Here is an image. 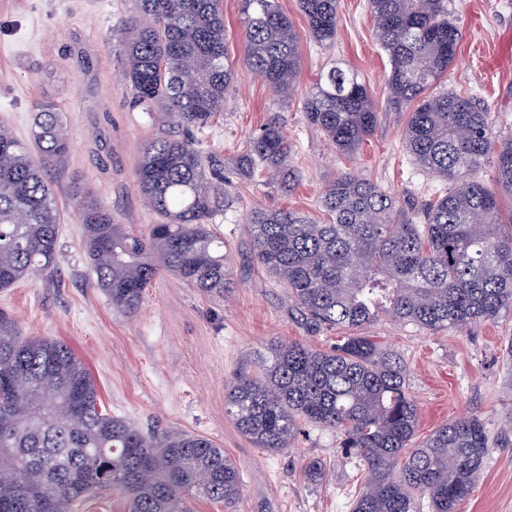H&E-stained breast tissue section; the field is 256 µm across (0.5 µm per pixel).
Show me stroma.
Here are the masks:
<instances>
[{"mask_svg":"<svg viewBox=\"0 0 512 512\" xmlns=\"http://www.w3.org/2000/svg\"><path fill=\"white\" fill-rule=\"evenodd\" d=\"M461 42L443 77L487 107L499 138H512V0H453ZM299 34V94L275 104L270 89L243 64L240 0H223L224 42L236 80L224 110L195 139L224 174L231 204L213 218L224 237L234 291L217 299L176 277H156L139 312L127 316L95 287L76 218L74 180H82L128 231L148 234L158 220L139 193L136 169L156 130L152 115L133 106L121 76V20L133 0H0V124L22 140L32 130V105L56 103L64 113L70 156L48 179L64 222L53 275L0 290V309L13 315L24 335L60 340L82 359L112 414L142 429L156 426L197 434L224 448L236 463L242 495L236 512H350L366 481L360 459L346 456L338 431L303 425L290 448H256L224 412V394L237 375L257 374L274 344L303 342L327 348L345 328L307 335L290 312L288 290L250 259L244 215L253 207L294 209L322 218L326 183L346 172L366 177L399 198L421 206L441 195L442 181L418 166L403 143L407 112L387 105L388 57L367 0H338L333 47L307 32L298 0H280ZM357 70L374 100L378 121L355 158L336 152L306 121L301 96L331 66ZM279 114L301 173L297 188L281 193L245 178L236 158L272 114ZM397 351L418 413V438L444 423L476 414L490 448L460 512H512V310L467 328L429 333L379 318L363 330ZM320 459L326 477L309 483L305 463Z\"/></svg>","mask_w":512,"mask_h":512,"instance_id":"35a3bbf8","label":"stroma"}]
</instances>
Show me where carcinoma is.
I'll return each instance as SVG.
<instances>
[{
  "instance_id": "cac0c4a2",
  "label": "carcinoma",
  "mask_w": 512,
  "mask_h": 512,
  "mask_svg": "<svg viewBox=\"0 0 512 512\" xmlns=\"http://www.w3.org/2000/svg\"><path fill=\"white\" fill-rule=\"evenodd\" d=\"M452 0H368L387 52L388 99L410 112L408 152L452 188L414 222L407 201L346 172L325 187L326 220L297 210H250L244 219L252 258L288 288L291 314L310 336L361 329L381 316L431 333L462 329L512 308V139L493 135L486 108L438 90L461 32ZM309 36L329 48L337 0H299ZM243 62L272 91L292 96L300 73L298 34L279 0H240ZM123 73L135 103L157 113L136 177L159 216L137 236L115 222L82 186L75 208L96 286L128 315L167 272L204 295L234 288L224 237L209 224L224 202L217 169L195 140L224 111L235 70L224 47L222 0H136L121 29ZM309 123L340 154L354 156L377 112L353 69L330 67L303 101ZM29 141L0 125V289L53 273L60 215L46 179L63 168L70 139L52 103L34 108ZM280 118L249 139L237 169L285 193L298 174L288 161ZM495 158L491 189L477 178ZM400 356L369 336H344L315 349L275 345L257 375H240L224 395L239 432L268 452L288 448L301 424L341 431L345 454L367 466L352 512H459L489 452L476 415L456 418L416 442L418 412ZM39 474L35 482L21 474ZM118 493L127 512H190L186 495L234 507L241 477L212 440L170 430L144 432L102 405L96 382L65 344L25 337L0 311V512H72L92 497Z\"/></svg>"
}]
</instances>
